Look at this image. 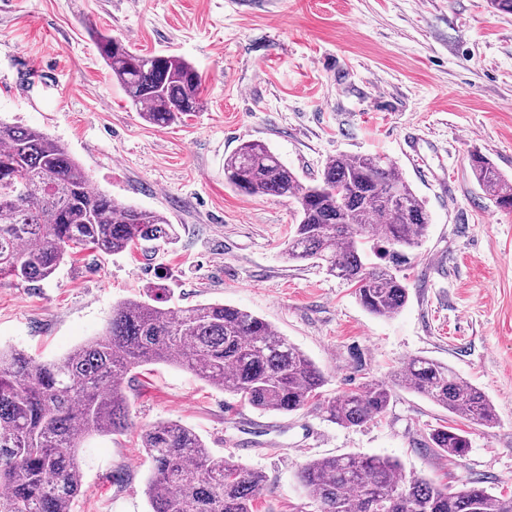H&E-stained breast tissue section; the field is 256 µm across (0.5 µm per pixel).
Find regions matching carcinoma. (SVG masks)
I'll return each instance as SVG.
<instances>
[{
  "mask_svg": "<svg viewBox=\"0 0 512 512\" xmlns=\"http://www.w3.org/2000/svg\"><path fill=\"white\" fill-rule=\"evenodd\" d=\"M95 39L112 80L147 122L170 125L202 110V75L183 58L139 53L101 32ZM471 168L496 206L512 210V179L479 152ZM224 180L246 195L296 203L297 224L283 251L288 261L325 267L353 285L377 317L404 307L402 267L430 215L392 160L338 155L306 185L266 144L249 141L224 158ZM171 232L164 214L94 188L44 132L0 120V281L40 282L80 250L121 254ZM370 251L382 263H368ZM159 299L156 288L113 307L102 334L58 361L0 351V512H70L83 489L77 450L93 433L122 434L132 426L125 380L139 367L179 364L263 412H296L320 396L322 371L272 324L223 303L166 308ZM394 384L471 424L497 423L480 388L424 357L410 359L391 385L371 382L321 408L333 423L361 426L387 409ZM140 439L153 462L151 512H254L265 488L260 472L215 456L198 434L173 421L142 428ZM428 444L456 459L470 442L465 431L443 426L428 434ZM300 479L320 512H512L511 495L474 483L450 493L422 477L406 479L398 460L380 455L312 459Z\"/></svg>",
  "mask_w": 512,
  "mask_h": 512,
  "instance_id": "1",
  "label": "carcinoma"
}]
</instances>
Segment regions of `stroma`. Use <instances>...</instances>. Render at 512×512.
Masks as SVG:
<instances>
[{
	"label": "stroma",
	"instance_id": "35a3bbf8",
	"mask_svg": "<svg viewBox=\"0 0 512 512\" xmlns=\"http://www.w3.org/2000/svg\"><path fill=\"white\" fill-rule=\"evenodd\" d=\"M144 54H175L203 76L201 112L143 120L109 73L90 28ZM0 119L65 145L95 188L167 216L169 240L67 258L48 280L0 283V349L42 362L102 333L119 302L167 290L169 306L219 302L270 322L323 372V398L391 382L414 356L481 388L500 423L454 421L395 388L359 427L315 405L264 413L172 364L126 383L134 425L78 450L84 492L71 512H150L142 427L174 420L218 456L262 472L256 512H316L298 480L312 459L387 455L409 476L512 493V211L475 180L472 152L512 178V14L489 0H0ZM275 150L302 181L333 156L394 160L431 213L391 318L353 288L282 251L292 201L224 182L241 143ZM458 424L465 457L426 448Z\"/></svg>",
	"mask_w": 512,
	"mask_h": 512
}]
</instances>
